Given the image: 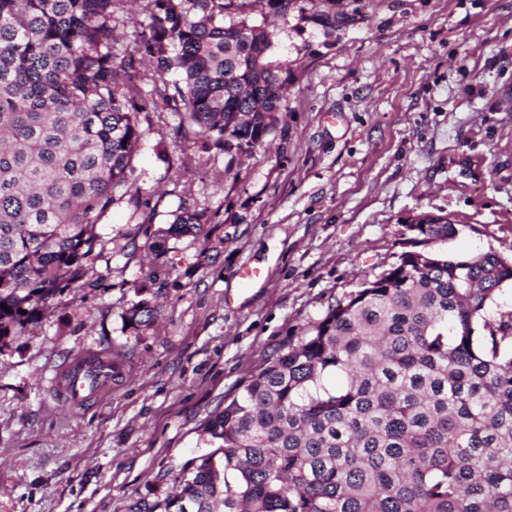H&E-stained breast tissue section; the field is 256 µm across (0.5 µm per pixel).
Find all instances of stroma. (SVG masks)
Wrapping results in <instances>:
<instances>
[{
	"instance_id": "obj_1",
	"label": "stroma",
	"mask_w": 512,
	"mask_h": 512,
	"mask_svg": "<svg viewBox=\"0 0 512 512\" xmlns=\"http://www.w3.org/2000/svg\"><path fill=\"white\" fill-rule=\"evenodd\" d=\"M336 27L310 0L287 16L257 0L286 93L253 156L174 138L150 114L133 161L134 197L98 230L112 251L104 287L65 292L51 317L0 355V512H128L170 491L205 453L200 426L266 356L424 249L512 259V0H336ZM215 214L169 239L173 273L148 282L154 325L125 317L180 206ZM459 226L422 243L408 221ZM268 279L238 291L242 265ZM93 350L118 360L101 396L69 404L45 376Z\"/></svg>"
}]
</instances>
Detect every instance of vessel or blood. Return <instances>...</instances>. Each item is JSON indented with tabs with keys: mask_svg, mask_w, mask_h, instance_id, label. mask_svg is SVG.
Segmentation results:
<instances>
[{
	"mask_svg": "<svg viewBox=\"0 0 512 512\" xmlns=\"http://www.w3.org/2000/svg\"><path fill=\"white\" fill-rule=\"evenodd\" d=\"M112 383V361L91 352L56 372L51 385L69 402L78 404L100 394Z\"/></svg>",
	"mask_w": 512,
	"mask_h": 512,
	"instance_id": "vessel-or-blood-1",
	"label": "vessel or blood"
}]
</instances>
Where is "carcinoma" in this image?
Here are the masks:
<instances>
[{"mask_svg":"<svg viewBox=\"0 0 512 512\" xmlns=\"http://www.w3.org/2000/svg\"><path fill=\"white\" fill-rule=\"evenodd\" d=\"M123 2L0 0V355L65 292L111 274L108 260L96 269L97 226L132 187L141 114L173 113L175 136L233 161L282 111L271 32L240 37L258 0H147L120 56ZM137 54L148 98L126 84ZM210 223L208 208L180 207L156 258ZM410 230L459 233L449 220ZM509 282L512 261L492 251L403 253L269 355L203 424L214 449L130 512H512V311L491 309ZM156 316L140 299L127 326Z\"/></svg>","mask_w":512,"mask_h":512,"instance_id":"obj_1","label":"carcinoma"}]
</instances>
